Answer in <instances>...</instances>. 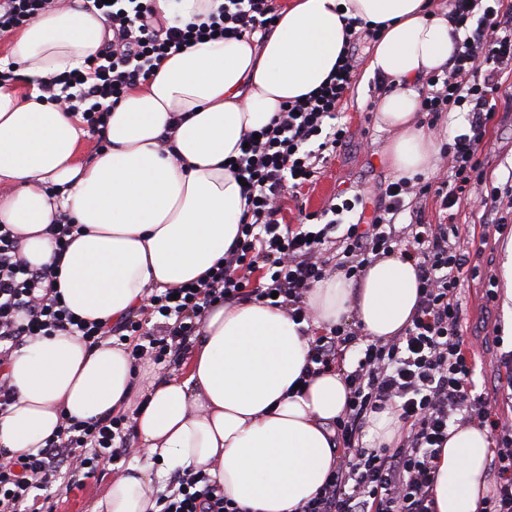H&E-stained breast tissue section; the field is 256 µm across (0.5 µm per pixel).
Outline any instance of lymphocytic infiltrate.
I'll return each instance as SVG.
<instances>
[{
    "instance_id": "obj_1",
    "label": "lymphocytic infiltrate",
    "mask_w": 512,
    "mask_h": 512,
    "mask_svg": "<svg viewBox=\"0 0 512 512\" xmlns=\"http://www.w3.org/2000/svg\"><path fill=\"white\" fill-rule=\"evenodd\" d=\"M56 0H0V33L32 22ZM112 31V41L88 64L47 78L39 90L80 113L90 132L103 134L111 107L144 81L171 53L202 41L240 39L273 28L274 0H224L203 23L156 24L150 0H93ZM448 21L456 35L448 64L420 91L428 126L445 112L462 111L469 127L443 145L450 173L442 181L402 177L380 186V204L358 216L362 196L343 199L311 224L280 222L291 188L315 184L317 159L347 138L339 120L358 68L360 38L378 39V29H345L349 49L321 86L285 104L259 134L244 133L236 159L247 209L222 264L172 289L155 290L120 322L81 318L61 300L51 273L24 263L21 233L0 224V414L13 401L6 368L16 348L33 336L66 333L92 346H127L134 362L175 359L196 337L205 313L217 304L262 301L304 324L308 364L299 384L325 371L341 373L347 397L335 422L342 457L314 497L297 512H435L433 487L438 459L456 423L490 424L494 445L493 489L482 512H512V423L491 420V398L474 394L475 361L462 334L459 288L468 264L456 222L462 198L472 188L478 151L495 117L494 99L504 66L512 65V0H449ZM433 197L438 223L427 222L420 199ZM409 223H402V214ZM399 253L413 262L418 299L410 323L387 339L368 336L358 321L326 331L312 328L306 302L315 283L335 262L346 278H358L377 258ZM389 409L401 423L395 446L367 448L359 442L373 412ZM133 424L119 412L86 421L64 420L37 454L0 457V512H27L34 492L53 498L77 478L93 476L100 462L124 463L134 455ZM158 512H245L225 501L205 470L177 474L156 497Z\"/></svg>"
}]
</instances>
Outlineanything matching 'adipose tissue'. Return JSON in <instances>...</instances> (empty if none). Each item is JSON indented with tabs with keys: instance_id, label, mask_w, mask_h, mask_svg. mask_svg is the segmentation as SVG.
<instances>
[{
	"instance_id": "1",
	"label": "adipose tissue",
	"mask_w": 512,
	"mask_h": 512,
	"mask_svg": "<svg viewBox=\"0 0 512 512\" xmlns=\"http://www.w3.org/2000/svg\"><path fill=\"white\" fill-rule=\"evenodd\" d=\"M223 2L155 0V9L181 26ZM86 4L61 0L14 33L6 61L33 78L84 69L105 37L102 15ZM426 8V0H282L263 40L200 44L165 58L112 110L107 148L88 157V132L63 104L0 84V224L24 234V261L56 271L66 306L88 320H121L152 289L197 279L237 236L245 200L228 162L243 134L319 87L344 50L347 17L379 27L367 69L397 81L378 105L380 124L397 131L391 166L409 176L432 169L434 145L417 122L418 81L448 61L454 44L447 12ZM52 185L56 194H47ZM63 212L82 232L61 252L53 224ZM417 296L413 263L391 254L360 283L325 277L307 302L317 327L351 313L369 336L388 338L410 322ZM308 348L284 310L256 301L209 309L183 374L161 382L123 347L35 338L7 368L15 396L0 415V450L37 452L62 416L124 410L138 394L135 436L148 457L171 471L207 470L247 512H295L336 464L333 425L346 401L334 371L292 392ZM490 446L487 429L450 430L436 512H480ZM151 482L145 467L118 474L94 512H153Z\"/></svg>"
}]
</instances>
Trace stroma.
Masks as SVG:
<instances>
[{
  "label": "stroma",
  "instance_id": "obj_1",
  "mask_svg": "<svg viewBox=\"0 0 512 512\" xmlns=\"http://www.w3.org/2000/svg\"><path fill=\"white\" fill-rule=\"evenodd\" d=\"M373 46V41L368 40L358 48L362 70L341 114L350 129L345 145L324 161L316 184L299 189L296 197L285 198L284 223L297 224L305 215L323 211L335 203L338 192H369L376 185L396 180V172L384 160V148L395 132L377 121L378 105L387 89L380 76H367L363 70ZM479 160L487 179L495 186H504L512 177V111L502 108L496 112ZM482 214L479 200L473 197L460 207L462 236L470 241L460 298L463 333L483 344L482 362L473 377L475 391L491 397L498 384L499 355L512 350V310H504L501 298L503 247L512 237L485 233ZM112 475L111 464H100L94 477L55 498V512H93L96 502L106 494Z\"/></svg>",
  "mask_w": 512,
  "mask_h": 512
}]
</instances>
